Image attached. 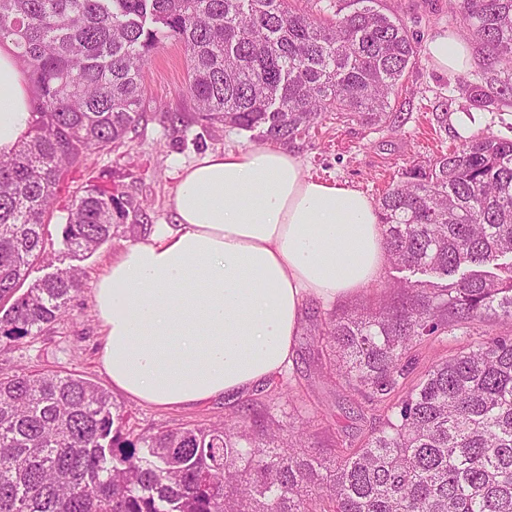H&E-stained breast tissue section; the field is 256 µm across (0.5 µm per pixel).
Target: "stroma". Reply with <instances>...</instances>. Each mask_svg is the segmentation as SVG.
Here are the masks:
<instances>
[{"label": "stroma", "instance_id": "stroma-1", "mask_svg": "<svg viewBox=\"0 0 512 512\" xmlns=\"http://www.w3.org/2000/svg\"><path fill=\"white\" fill-rule=\"evenodd\" d=\"M458 3L459 0H382L385 12L399 17L416 38L419 50L415 60L405 73L392 112L383 122L369 124L331 114L288 143V150L300 156L307 174L348 183L375 201L398 181L405 168L459 147L467 136L512 139V102L490 112L476 111L466 92L470 84L492 94L497 92L502 75L488 49L475 38H467L472 65L461 74L436 67L425 51L427 42L437 33L461 35ZM186 79L184 47L163 41L144 72L142 110L147 120L140 126L138 137L111 151L91 153L85 167L70 175L48 226L54 242L49 261L36 264L29 271L28 280L33 283L55 268L79 266L83 271L80 289L73 294L65 314L37 336L0 343V376L23 368L81 375L110 390L112 401L127 415L128 425L136 434L211 424L238 409L248 408L252 413L262 414L270 407L258 386L240 395L174 408L145 406L113 391L101 361L103 336L93 288L105 262L129 244L131 238L119 235L84 259L67 254L60 244L63 208L89 182L130 195L143 210L139 223L152 228L175 221L171 199L182 166L209 152L258 147V140L247 131L221 125L205 129L191 122L175 132L164 124L162 113L190 110L181 96ZM460 114L475 118L470 135L461 134L457 127L456 117ZM397 275V270L383 267L379 277L359 294L333 304L313 300L305 308L284 374L298 401L300 418L314 421V442L321 450H329L342 439H363L375 417L370 406L353 396L339 380L322 376V357L313 344L321 318L330 310L341 311L378 301ZM473 342L470 336H441L417 346L412 352L409 382H416L432 361L455 355Z\"/></svg>", "mask_w": 512, "mask_h": 512}]
</instances>
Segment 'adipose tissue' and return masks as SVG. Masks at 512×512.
I'll list each match as a JSON object with an SVG mask.
<instances>
[{"instance_id":"adipose-tissue-1","label":"adipose tissue","mask_w":512,"mask_h":512,"mask_svg":"<svg viewBox=\"0 0 512 512\" xmlns=\"http://www.w3.org/2000/svg\"><path fill=\"white\" fill-rule=\"evenodd\" d=\"M461 72L465 42L427 45ZM32 118L12 40L0 41V153ZM175 224L109 259L94 288L103 367L138 403L174 407L246 392L290 362L306 304L343 300L374 282L385 258L373 202L345 183L308 177L280 146L206 154L185 167Z\"/></svg>"}]
</instances>
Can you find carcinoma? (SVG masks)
<instances>
[{"mask_svg": "<svg viewBox=\"0 0 512 512\" xmlns=\"http://www.w3.org/2000/svg\"><path fill=\"white\" fill-rule=\"evenodd\" d=\"M331 19L288 0H0L35 88L32 122L0 154V342L40 333L80 288L69 267L20 292L47 255L46 214L89 153L138 136L141 73L162 40L183 44L182 97L201 126L288 142L327 112L379 122L417 55L379 0H336ZM462 32L512 97V0H460ZM140 207L89 184L66 207L62 245L95 253L134 232ZM389 263L426 280L394 301L329 313L317 344L327 378L368 399L377 425L333 455L310 450V421L235 412L221 424L126 431L101 386L74 373L0 377V512H512V140L474 137L406 168L378 200ZM502 327L428 366L406 388L409 353L442 335ZM267 397L293 403L288 383Z\"/></svg>", "mask_w": 512, "mask_h": 512, "instance_id": "obj_1", "label": "carcinoma"}]
</instances>
